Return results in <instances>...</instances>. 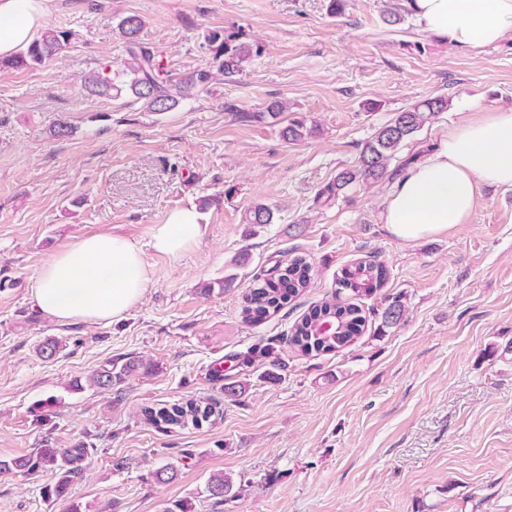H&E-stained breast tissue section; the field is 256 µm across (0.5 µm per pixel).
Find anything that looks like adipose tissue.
Masks as SVG:
<instances>
[{"label":"adipose tissue","mask_w":512,"mask_h":512,"mask_svg":"<svg viewBox=\"0 0 512 512\" xmlns=\"http://www.w3.org/2000/svg\"><path fill=\"white\" fill-rule=\"evenodd\" d=\"M46 0H0V57L33 41ZM420 25L462 49L495 44L512 34V0H411ZM512 187V109L485 112L449 130L438 148L410 167L380 214L388 233L409 243L466 222L480 185ZM194 208L154 225L150 247L179 257L199 233ZM148 284L141 247L115 233L78 240L34 275L35 307L60 323H117L138 305Z\"/></svg>","instance_id":"ef3b65f1"}]
</instances>
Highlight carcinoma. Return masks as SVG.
Returning a JSON list of instances; mask_svg holds the SVG:
<instances>
[{"label":"carcinoma","mask_w":512,"mask_h":512,"mask_svg":"<svg viewBox=\"0 0 512 512\" xmlns=\"http://www.w3.org/2000/svg\"><path fill=\"white\" fill-rule=\"evenodd\" d=\"M119 29L126 48L122 68L112 76L99 73L88 77L84 82L85 89L93 95L105 97L118 96L125 91L148 112H169L180 102L191 98L196 91L210 87L217 77L239 75L251 56L250 46L224 36L222 30H213L207 35L210 61L203 67L173 76L155 51L140 41L142 21L139 17L131 15L123 18ZM70 37L67 31L48 29L25 49L10 57H0V68L44 66L66 48ZM447 109L446 98L432 97L397 113L363 144L359 165L339 172L336 180L319 190L317 199L329 201L357 180L375 184L394 179L396 173L389 171V161L400 145L411 139L429 116ZM282 137L290 143L302 140L305 137L304 122L298 119L290 121L282 130ZM310 270L307 259L296 255L280 268L277 277H255V286L244 296L243 319L254 323L277 312L306 287ZM380 279L381 268L378 264L361 261L342 270L336 280V293L348 290L354 295H365L378 286ZM404 313L405 305L401 297H393L382 312L381 325L389 327L399 324ZM328 322L337 327L332 335L321 331L322 325ZM366 324L367 317L360 305L345 303L335 297L296 322L291 327L289 341L304 353L339 351L355 342L364 332ZM138 368L139 360L134 358L121 364L109 360L91 374L87 382L91 387L110 390ZM212 413V407L200 401L158 409L148 407L143 410V417L156 427L183 426L190 417L195 419L200 416L206 421ZM90 455V449L84 444L75 448H37L27 455L1 460L0 472L29 474L37 470L49 471L55 478L56 494L62 496L73 482L83 477ZM232 487L230 477L215 474L207 481L206 492L215 502L221 503Z\"/></svg>","instance_id":"carcinoma-1"}]
</instances>
